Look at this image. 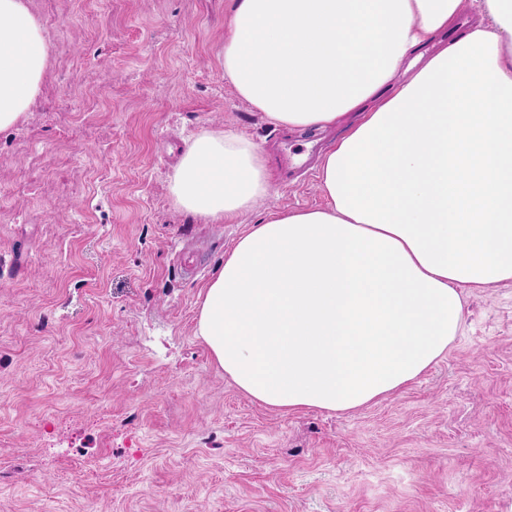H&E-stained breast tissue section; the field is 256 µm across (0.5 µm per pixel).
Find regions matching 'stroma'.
Instances as JSON below:
<instances>
[{
	"mask_svg": "<svg viewBox=\"0 0 512 512\" xmlns=\"http://www.w3.org/2000/svg\"><path fill=\"white\" fill-rule=\"evenodd\" d=\"M52 47L0 133V512H512V282L466 291L398 395L284 414L224 376L200 294L268 212L322 208L337 130L293 133L224 78L229 0H30ZM269 162L230 224L179 209L186 141Z\"/></svg>",
	"mask_w": 512,
	"mask_h": 512,
	"instance_id": "1",
	"label": "stroma"
}]
</instances>
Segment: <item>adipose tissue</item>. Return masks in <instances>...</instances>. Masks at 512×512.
I'll use <instances>...</instances> for the list:
<instances>
[{"label":"adipose tissue","mask_w":512,"mask_h":512,"mask_svg":"<svg viewBox=\"0 0 512 512\" xmlns=\"http://www.w3.org/2000/svg\"><path fill=\"white\" fill-rule=\"evenodd\" d=\"M458 39L443 36L464 13ZM224 77L272 124L342 129L320 209L269 213L204 288L196 334L282 413H345L447 356L464 291L512 281V0H230ZM50 45L0 0V131L39 94ZM262 150L205 131L170 177L207 224L265 197Z\"/></svg>","instance_id":"obj_1"}]
</instances>
